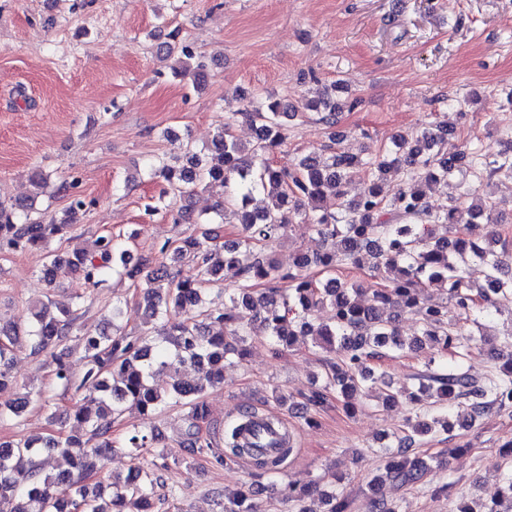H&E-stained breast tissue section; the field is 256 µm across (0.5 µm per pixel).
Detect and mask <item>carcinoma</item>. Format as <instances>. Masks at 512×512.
Masks as SVG:
<instances>
[{"label":"carcinoma","mask_w":512,"mask_h":512,"mask_svg":"<svg viewBox=\"0 0 512 512\" xmlns=\"http://www.w3.org/2000/svg\"><path fill=\"white\" fill-rule=\"evenodd\" d=\"M165 56L174 58V69L191 76L195 87L205 84L207 65L188 46L176 41ZM335 91L333 83L313 104L330 144L288 170L270 159L287 139L280 118L290 117L276 100L231 113L207 147L213 156L210 164L198 152L192 153L189 167L174 164L171 156L156 157L149 166L150 179L166 182L175 198L197 187L214 192L212 218L223 219L230 211L239 231L237 239L225 242L192 236L168 241L159 249L162 261L150 270L145 260L109 236L97 237L90 249L65 260L49 249L72 229L74 216L85 206L79 196L71 197L68 220L58 224L31 217L32 207L25 203L0 204V250L47 252L48 280L62 262L94 288L111 274L133 282L143 277L150 324L137 335L125 332L122 306L114 302L112 330L83 337L85 370L76 385L83 397L71 404L69 414L85 428L84 435L0 441V512H152L158 478L151 469L131 468L124 480L112 482L109 498L100 482H90L112 451V424L128 405L144 415L181 408L186 421L183 450L189 458L206 454L219 465L243 460L258 480L281 473L294 453L290 438L276 455L259 453L266 444L258 440L243 445L237 423L223 429L209 424L204 403L206 388L221 384L224 367L241 362L246 343L259 335L287 347L308 341L338 356L324 363L325 384L304 397L306 406L317 411L354 397L368 384L379 386L386 402L409 397L412 407L397 435L398 448L381 450L386 461L384 471L372 479L374 485L426 487L427 468L410 456L422 436L437 427L449 433L492 413L512 412V341L505 342L504 363L492 373L478 379L466 368L481 318L512 304V250L498 229L495 205L470 182L511 177L512 153L469 144L450 158L445 136L450 127L445 125L424 131L412 142L395 139L372 160L338 151L332 147L338 118ZM240 118L258 131L248 147L231 134L232 123ZM360 175L371 176L369 186L360 199L344 201L343 185ZM389 176L400 178L401 188L387 199L382 184ZM450 181L463 191L448 202L444 214H432L422 186ZM296 222L309 226L324 249L311 256L298 254L294 266L285 270L270 248ZM436 226L444 227V233L435 234ZM364 253L371 257L374 282L364 285L335 276L344 266L360 265ZM474 261L487 269L482 284L467 275ZM226 268L236 271L239 284L228 302L218 305L206 300L205 293L207 286L223 279ZM435 284L447 287L446 299L428 294ZM187 305L197 307V320L172 317L173 310ZM325 306L334 310L330 321H316V312ZM78 307L76 300L39 301L31 306L25 327L0 326V390L14 383L15 352L23 342L31 353L47 354L58 383L73 385L68 358ZM240 307L254 310L258 324L242 323L235 314ZM388 307L417 312L420 333L400 337L384 316ZM426 348H439L449 358H429L413 377L414 392L394 388L391 378L374 367L392 354ZM188 365L199 372L193 381L183 375ZM30 405L28 394L0 404V420L19 423ZM159 436L131 428L123 447L137 457L159 442ZM44 449L59 451L74 472L41 474L36 459ZM317 491L327 512H351L348 495L322 489L315 481L296 501ZM505 502L512 504V471L496 498L478 508L465 502L457 512H500ZM224 512H258L251 490L225 501Z\"/></svg>","instance_id":"obj_1"}]
</instances>
